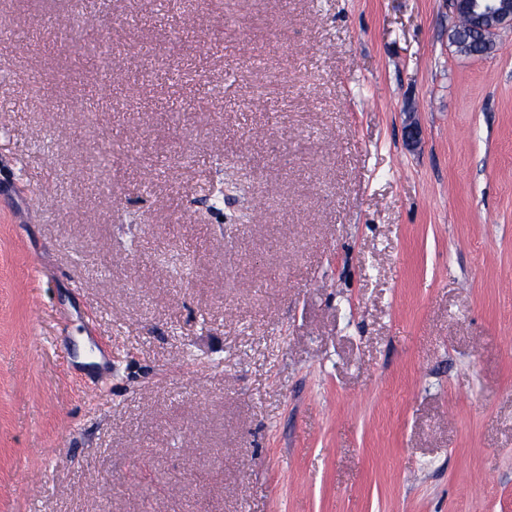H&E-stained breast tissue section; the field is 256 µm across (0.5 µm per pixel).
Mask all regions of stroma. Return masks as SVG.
<instances>
[{
  "label": "stroma",
  "instance_id": "1",
  "mask_svg": "<svg viewBox=\"0 0 512 512\" xmlns=\"http://www.w3.org/2000/svg\"><path fill=\"white\" fill-rule=\"evenodd\" d=\"M449 4L0 0V512H512V29Z\"/></svg>",
  "mask_w": 512,
  "mask_h": 512
}]
</instances>
